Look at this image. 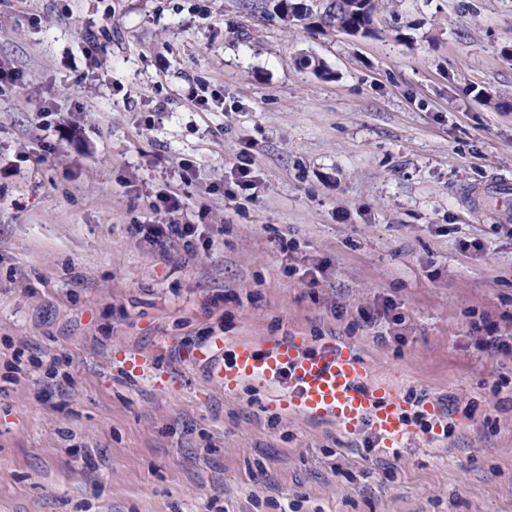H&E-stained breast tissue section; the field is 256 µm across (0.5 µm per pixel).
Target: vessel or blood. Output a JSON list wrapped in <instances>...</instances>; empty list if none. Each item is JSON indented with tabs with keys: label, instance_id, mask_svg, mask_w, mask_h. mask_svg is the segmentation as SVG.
Segmentation results:
<instances>
[{
	"label": "vessel or blood",
	"instance_id": "obj_1",
	"mask_svg": "<svg viewBox=\"0 0 512 512\" xmlns=\"http://www.w3.org/2000/svg\"><path fill=\"white\" fill-rule=\"evenodd\" d=\"M190 358L225 390L245 383L270 389L272 405L284 414L336 424L348 435L367 429L388 448L411 434L394 385L376 378L355 347L336 339L216 336Z\"/></svg>",
	"mask_w": 512,
	"mask_h": 512
}]
</instances>
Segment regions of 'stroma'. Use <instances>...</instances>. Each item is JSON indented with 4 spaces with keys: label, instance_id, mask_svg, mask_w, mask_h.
<instances>
[{
    "label": "stroma",
    "instance_id": "stroma-1",
    "mask_svg": "<svg viewBox=\"0 0 512 512\" xmlns=\"http://www.w3.org/2000/svg\"><path fill=\"white\" fill-rule=\"evenodd\" d=\"M281 5L0 0V512H512V357L475 346L512 336V0L367 37ZM170 191L217 247L134 233ZM224 335L336 337L440 414L365 450L185 362Z\"/></svg>",
    "mask_w": 512,
    "mask_h": 512
}]
</instances>
